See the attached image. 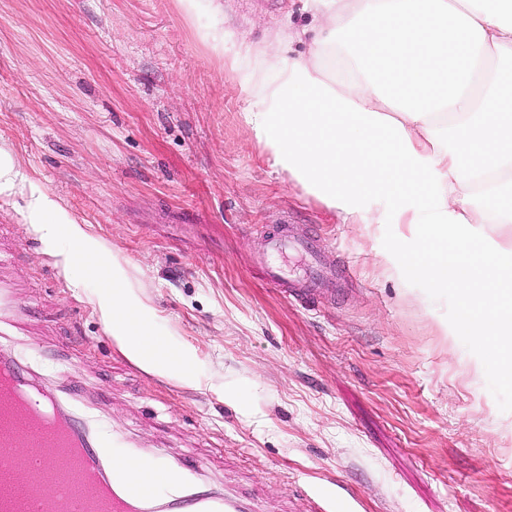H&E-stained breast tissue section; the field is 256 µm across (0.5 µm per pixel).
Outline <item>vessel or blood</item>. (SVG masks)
Segmentation results:
<instances>
[{"label": "vessel or blood", "mask_w": 512, "mask_h": 512, "mask_svg": "<svg viewBox=\"0 0 512 512\" xmlns=\"http://www.w3.org/2000/svg\"><path fill=\"white\" fill-rule=\"evenodd\" d=\"M266 253L284 256L294 252L306 265L303 277H289L285 269L263 264L265 282L288 300L318 307L325 289L320 281L343 276L344 262L308 237L290 234L287 224L265 234ZM0 379L7 384L11 409H0V448L7 449V463H0V512H143L148 505L168 499L180 512H257L255 504L213 491L195 492L200 464L148 456L120 432L103 434L96 419L77 406H66L52 386L27 384L10 350L0 347ZM38 397L58 428L64 447L75 449L84 461L99 494L70 502L67 492V459L53 453V440L27 416L23 401ZM289 512H348L344 500L301 492Z\"/></svg>", "instance_id": "1"}]
</instances>
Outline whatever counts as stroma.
<instances>
[{"label":"stroma","instance_id":"obj_1","mask_svg":"<svg viewBox=\"0 0 512 512\" xmlns=\"http://www.w3.org/2000/svg\"><path fill=\"white\" fill-rule=\"evenodd\" d=\"M175 0H0V153L24 182L0 197V324L36 384L139 448L205 461L206 486L281 512L283 476L355 512H512V385L491 349L445 335L458 306L380 265L396 224H344L249 134L219 51ZM301 0H224V49L311 30ZM37 184L98 248L201 388L144 372L117 348L97 276L65 268L68 224L43 241L22 215ZM292 227L350 267L315 311L267 285L262 227ZM245 392L251 415L227 399Z\"/></svg>","mask_w":512,"mask_h":512}]
</instances>
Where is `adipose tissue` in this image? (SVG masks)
Instances as JSON below:
<instances>
[{"instance_id":"adipose-tissue-1","label":"adipose tissue","mask_w":512,"mask_h":512,"mask_svg":"<svg viewBox=\"0 0 512 512\" xmlns=\"http://www.w3.org/2000/svg\"><path fill=\"white\" fill-rule=\"evenodd\" d=\"M224 46L223 0H177ZM315 36L267 52L242 91L274 167L346 224H401L380 262L457 293L450 333L496 349L512 384V0H305ZM502 63L487 75L490 60ZM376 200L391 210L373 208ZM25 217L45 239L67 218L37 186ZM116 346L146 372L198 385L191 351L154 330L120 262L100 297Z\"/></svg>"}]
</instances>
